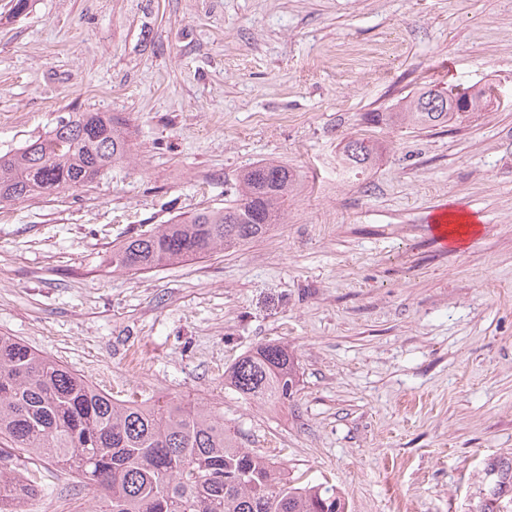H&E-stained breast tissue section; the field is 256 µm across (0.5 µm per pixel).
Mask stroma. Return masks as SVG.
<instances>
[{
  "instance_id": "stroma-1",
  "label": "stroma",
  "mask_w": 512,
  "mask_h": 512,
  "mask_svg": "<svg viewBox=\"0 0 512 512\" xmlns=\"http://www.w3.org/2000/svg\"><path fill=\"white\" fill-rule=\"evenodd\" d=\"M494 85L499 108L428 129L372 125L425 85ZM68 112H106L131 158L83 186L0 203V336L119 400L223 414L243 446L348 512H512V0H0V152ZM381 147L336 173L347 138ZM299 177L279 224L151 271L113 247L220 207L238 172ZM474 214L443 247L428 220ZM292 351L285 405L224 372ZM31 512H104L38 462ZM446 224H440L442 232L448 241L458 246H463L469 237L479 233L480 224L475 216L468 213H450L448 214V233Z\"/></svg>"
}]
</instances>
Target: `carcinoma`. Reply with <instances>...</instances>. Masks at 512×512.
Masks as SVG:
<instances>
[{
  "label": "carcinoma",
  "instance_id": "obj_1",
  "mask_svg": "<svg viewBox=\"0 0 512 512\" xmlns=\"http://www.w3.org/2000/svg\"><path fill=\"white\" fill-rule=\"evenodd\" d=\"M493 85L474 90L426 86L398 112H368L425 129L465 119L489 103ZM129 153L119 119L70 112L16 151L0 153V201L50 194L91 182ZM345 176L377 164L364 138L339 151ZM297 178L288 167L260 162L243 168L233 196L112 249L115 269L145 271L240 247L280 223ZM224 383L247 400L282 403L296 392L288 349L261 343L243 353ZM0 439L23 454L48 458L103 492L104 512H347L336 490L302 484L267 457L242 447L224 418L200 404L115 399L59 362L10 336H0ZM14 457H0V512H29L40 471L13 475Z\"/></svg>",
  "mask_w": 512,
  "mask_h": 512
}]
</instances>
